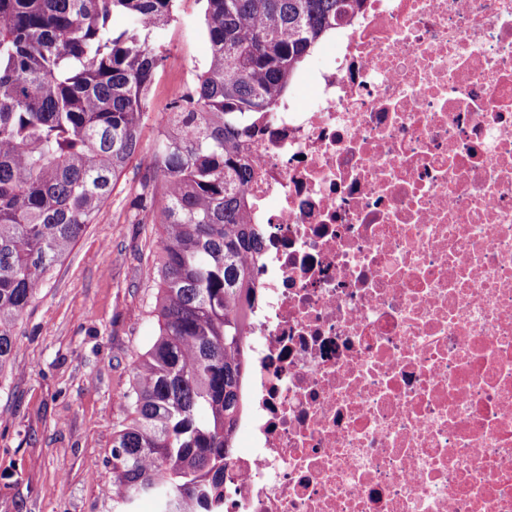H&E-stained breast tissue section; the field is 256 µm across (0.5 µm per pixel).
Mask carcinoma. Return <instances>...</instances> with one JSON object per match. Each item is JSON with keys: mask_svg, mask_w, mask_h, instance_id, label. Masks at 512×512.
I'll return each mask as SVG.
<instances>
[{"mask_svg": "<svg viewBox=\"0 0 512 512\" xmlns=\"http://www.w3.org/2000/svg\"><path fill=\"white\" fill-rule=\"evenodd\" d=\"M177 0H0V372L53 266L136 155ZM211 47L156 135L139 202L160 224L156 329L112 438L116 504L207 512L244 408L249 259L263 236L244 197L247 146L336 22L363 0H204ZM126 27L111 29L112 15Z\"/></svg>", "mask_w": 512, "mask_h": 512, "instance_id": "1", "label": "carcinoma"}]
</instances>
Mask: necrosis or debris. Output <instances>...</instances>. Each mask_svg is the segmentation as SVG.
Listing matches in <instances>:
<instances>
[{
    "label": "necrosis or debris",
    "mask_w": 512,
    "mask_h": 512,
    "mask_svg": "<svg viewBox=\"0 0 512 512\" xmlns=\"http://www.w3.org/2000/svg\"><path fill=\"white\" fill-rule=\"evenodd\" d=\"M249 146L218 512H512V0H364Z\"/></svg>",
    "instance_id": "necrosis-or-debris-1"
}]
</instances>
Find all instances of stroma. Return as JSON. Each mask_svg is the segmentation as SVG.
<instances>
[{
  "label": "stroma",
  "instance_id": "1",
  "mask_svg": "<svg viewBox=\"0 0 512 512\" xmlns=\"http://www.w3.org/2000/svg\"><path fill=\"white\" fill-rule=\"evenodd\" d=\"M155 44L165 61L140 149L15 328L16 348L0 374V512H113L112 433L152 335L160 232L141 223L131 201L169 103L210 54L200 0H178Z\"/></svg>",
  "mask_w": 512,
  "mask_h": 512
}]
</instances>
